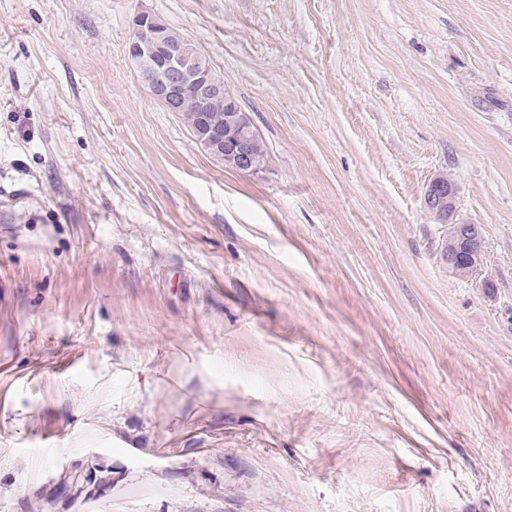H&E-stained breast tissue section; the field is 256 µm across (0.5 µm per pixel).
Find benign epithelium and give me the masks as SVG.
Masks as SVG:
<instances>
[{
	"label": "benign epithelium",
	"instance_id": "obj_1",
	"mask_svg": "<svg viewBox=\"0 0 512 512\" xmlns=\"http://www.w3.org/2000/svg\"><path fill=\"white\" fill-rule=\"evenodd\" d=\"M136 38L128 45L127 55L151 96L168 112H178L192 100L198 121L193 130L195 143L212 156L240 173L258 170L251 151L252 128L243 120L241 108L224 84L211 78L209 67L188 41L169 31L165 22L149 12L133 19ZM224 104V124L211 120V106ZM424 207L440 223L451 228L453 243L445 252L448 266L463 277L482 270L483 238L476 224L454 221L457 190L446 175H438L426 186Z\"/></svg>",
	"mask_w": 512,
	"mask_h": 512
}]
</instances>
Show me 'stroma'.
I'll return each mask as SVG.
<instances>
[{
	"label": "stroma",
	"instance_id": "obj_1",
	"mask_svg": "<svg viewBox=\"0 0 512 512\" xmlns=\"http://www.w3.org/2000/svg\"><path fill=\"white\" fill-rule=\"evenodd\" d=\"M141 11L265 167L152 98ZM4 194L0 512H512V0H0ZM133 29L136 38L127 50L132 66L166 111L182 109L180 115L191 133L198 112L193 130L195 143L215 160L240 173H254L264 167L267 152L261 138L255 132L252 153V128L243 120L244 112L224 89V83L211 78L209 67L188 41L170 32L160 17L149 12L134 17ZM187 100L195 102L197 112ZM216 102L224 104V111L218 105L210 112ZM223 122L225 125H220ZM446 187L447 194L444 192ZM423 204L441 224L451 228L453 243L448 237L444 244L445 249L448 248L444 256L448 266L462 277L475 276L482 270L483 238L478 225L454 221L457 210V190L454 182L447 175L433 178L424 190Z\"/></svg>",
	"mask_w": 512,
	"mask_h": 512
}]
</instances>
